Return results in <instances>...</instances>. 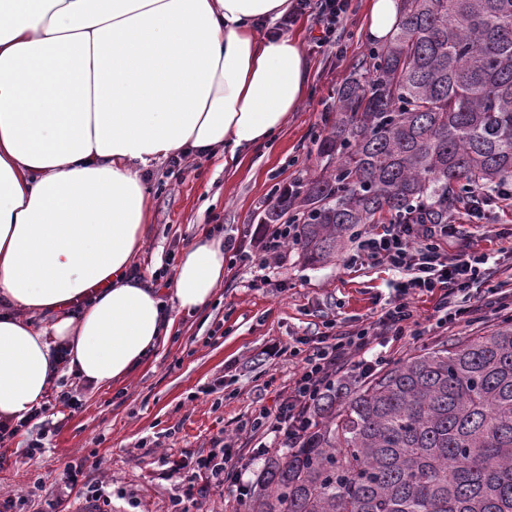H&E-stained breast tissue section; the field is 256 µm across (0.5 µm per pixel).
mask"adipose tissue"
Listing matches in <instances>:
<instances>
[{
    "label": "adipose tissue",
    "mask_w": 512,
    "mask_h": 512,
    "mask_svg": "<svg viewBox=\"0 0 512 512\" xmlns=\"http://www.w3.org/2000/svg\"><path fill=\"white\" fill-rule=\"evenodd\" d=\"M290 0H0V419L40 407L56 350L95 386L125 379L202 310L224 247L202 237L168 292L132 277L144 170L182 151L236 157L303 102L309 62L273 33ZM400 0H371L392 37Z\"/></svg>",
    "instance_id": "ef3b65f1"
}]
</instances>
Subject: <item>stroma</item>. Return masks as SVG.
Masks as SVG:
<instances>
[{
	"mask_svg": "<svg viewBox=\"0 0 512 512\" xmlns=\"http://www.w3.org/2000/svg\"><path fill=\"white\" fill-rule=\"evenodd\" d=\"M368 2L350 0L336 42L320 43V27L308 16L290 29L310 62V92L271 146L248 151L235 166L218 156L192 155L179 171H169L163 159L150 164L146 245L134 259L139 273L149 277L162 267L175 272L181 250L216 224L223 225L224 237L250 244L279 189L319 173L318 142L335 118L336 91L369 45ZM454 216L458 237L450 251L489 254L493 281L512 276V207L480 224L459 210ZM281 256L265 269L227 256L211 305L175 314L172 335L121 382L107 389L79 385L81 408L55 414L58 428L40 455L25 458L22 438L14 439L0 461V495L26 497L25 512H44L75 465L82 474L72 501H82L84 484L102 477L111 500L101 512H170L173 499L185 493L170 475L173 462L210 455L218 435L243 446L250 459L243 480L254 484L265 460L263 438L242 426L256 408L274 406L292 384L299 361L284 346L330 323L346 332L376 320L395 300L399 280L370 261L355 268L339 258L309 263L293 244ZM496 322L492 305H484L472 325L432 332L418 343L388 344L386 362L394 364L421 345L457 342Z\"/></svg>",
	"mask_w": 512,
	"mask_h": 512,
	"instance_id": "1",
	"label": "stroma"
}]
</instances>
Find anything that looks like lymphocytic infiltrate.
Here are the masks:
<instances>
[{
  "instance_id": "lymphocytic-infiltrate-1",
  "label": "lymphocytic infiltrate",
  "mask_w": 512,
  "mask_h": 512,
  "mask_svg": "<svg viewBox=\"0 0 512 512\" xmlns=\"http://www.w3.org/2000/svg\"><path fill=\"white\" fill-rule=\"evenodd\" d=\"M348 0H292L288 14L277 25L279 31L289 30L304 15L315 16L323 26V42H331L348 18ZM456 235L453 224H390L382 232L361 240L357 254L344 258V266H353L358 255L386 263L396 271L406 272L399 284L401 296L379 317L349 333H325L307 339L305 348H290V356L299 358L300 370L280 403L272 408L255 409L250 421L251 431H261L273 437L296 440L309 418L307 412L316 399L335 385L337 374L351 369L368 375L384 361L375 353V346L390 341L420 340L425 329L409 298L411 291L429 293L433 298L436 328L445 330L475 322L480 310L473 301L471 290L484 282L487 254L459 250L448 252L447 244ZM46 408L32 411L15 423L0 422V447H6L21 433H29L26 457L42 452L44 441L51 431L46 420ZM215 451L197 460L194 470L175 466L182 481L194 483L198 473H207L217 484L242 487V466L233 464L223 437L213 440Z\"/></svg>"
}]
</instances>
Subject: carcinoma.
<instances>
[{"label": "carcinoma", "instance_id": "cac0c4a2", "mask_svg": "<svg viewBox=\"0 0 512 512\" xmlns=\"http://www.w3.org/2000/svg\"><path fill=\"white\" fill-rule=\"evenodd\" d=\"M367 48L319 144L326 173L260 223L297 219L305 259L417 204L434 224L512 182V0H402ZM301 441L268 456L246 512H512V318L431 347L316 403Z\"/></svg>", "mask_w": 512, "mask_h": 512}]
</instances>
